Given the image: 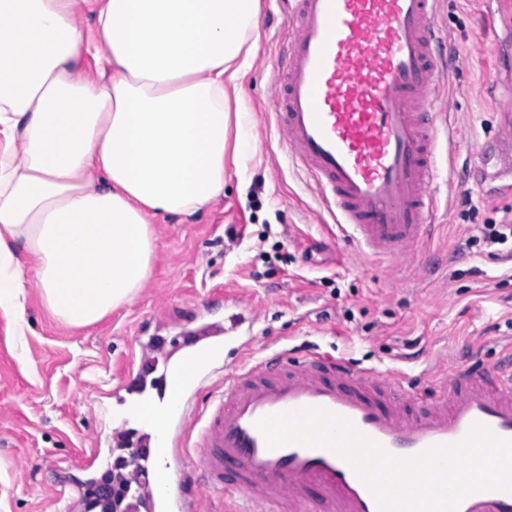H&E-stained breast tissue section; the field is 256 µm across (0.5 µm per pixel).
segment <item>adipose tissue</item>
<instances>
[{
	"mask_svg": "<svg viewBox=\"0 0 512 512\" xmlns=\"http://www.w3.org/2000/svg\"><path fill=\"white\" fill-rule=\"evenodd\" d=\"M258 31L259 0H0V134L22 146L0 151L1 309L22 316L27 267L72 326L134 299L154 218L208 207L245 152L230 101Z\"/></svg>",
	"mask_w": 512,
	"mask_h": 512,
	"instance_id": "1",
	"label": "adipose tissue"
}]
</instances>
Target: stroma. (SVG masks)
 Listing matches in <instances>:
<instances>
[{
    "mask_svg": "<svg viewBox=\"0 0 512 512\" xmlns=\"http://www.w3.org/2000/svg\"><path fill=\"white\" fill-rule=\"evenodd\" d=\"M260 35L242 85L250 149L226 174L224 195L193 217L157 216L151 272L131 304L99 321L67 325L25 270L24 318L0 310V512H97L94 490L121 448L149 435L128 415V358L143 336L229 329L220 383L242 354L301 358L329 352L378 377L400 372L416 398L512 344V246L480 230L512 221L478 170L501 112L512 103V27L498 26L502 55L481 50V0H445L448 87L437 109L455 130L441 148L431 239L412 262L365 254L334 224L312 183L281 148L274 61L285 36L282 0H260ZM231 291L235 300L224 301ZM99 448L100 462L87 455Z\"/></svg>",
    "mask_w": 512,
    "mask_h": 512,
    "instance_id": "obj_1",
    "label": "stroma"
}]
</instances>
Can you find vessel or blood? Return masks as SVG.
<instances>
[{"label":"vessel or blood","instance_id":"b4317fda","mask_svg":"<svg viewBox=\"0 0 512 512\" xmlns=\"http://www.w3.org/2000/svg\"><path fill=\"white\" fill-rule=\"evenodd\" d=\"M442 0H289L288 39L278 54L276 118L289 160L329 203L335 224L367 254L414 259L434 227L432 193L439 140L454 132L436 110L447 85ZM497 176L512 193V117ZM224 360L215 342L184 360L164 425L138 448V497L145 512H195L194 475L224 496V512H378L353 467L335 452L296 443L268 448L258 419L319 408L349 420L387 453L409 458L462 441L473 426L512 440V362L456 373L450 386L410 400L403 378L377 379L329 353L301 360H245L220 389L204 384ZM208 418L198 441L187 419ZM317 501H310V492ZM457 512H512V492L475 491Z\"/></svg>","mask_w":512,"mask_h":512}]
</instances>
